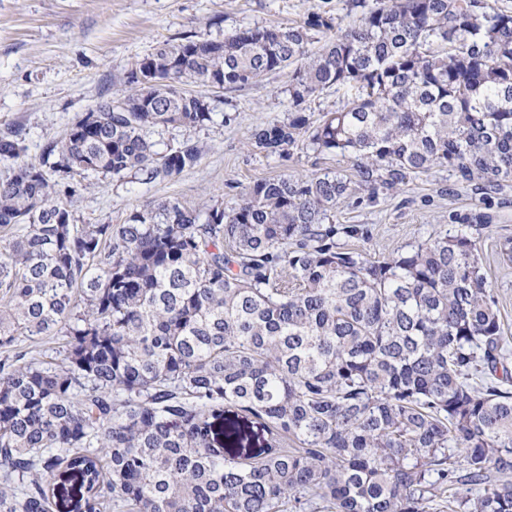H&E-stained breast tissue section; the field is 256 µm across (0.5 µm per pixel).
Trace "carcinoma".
<instances>
[{
	"label": "carcinoma",
	"instance_id": "cac0c4a2",
	"mask_svg": "<svg viewBox=\"0 0 512 512\" xmlns=\"http://www.w3.org/2000/svg\"><path fill=\"white\" fill-rule=\"evenodd\" d=\"M357 6L343 31L312 12L142 59L222 89L305 60L295 111L252 145L347 154L355 181L280 176L229 210L165 200L79 225L68 201L90 176L194 168L203 143L160 152L148 133L205 125L208 98L131 71L37 160L22 127L0 132V512H512V351L477 247L491 216L383 261L344 247L365 225L330 223L355 184L373 198L435 168L512 183V14ZM334 86L357 94L314 120L304 104ZM44 337L37 358L17 350ZM230 410L261 425L256 454H226ZM73 479L79 496L55 493Z\"/></svg>",
	"mask_w": 512,
	"mask_h": 512
}]
</instances>
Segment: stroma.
<instances>
[{
    "label": "stroma",
    "instance_id": "1",
    "mask_svg": "<svg viewBox=\"0 0 512 512\" xmlns=\"http://www.w3.org/2000/svg\"><path fill=\"white\" fill-rule=\"evenodd\" d=\"M312 12L342 28L353 26L362 14L352 0H0V131L21 126L27 156L36 159L44 144L63 136L79 116L120 94L136 61L162 42L186 35L220 40L247 27L297 26ZM293 74L287 67L241 89L204 88L211 122L150 132L161 151L187 138L204 143L198 165L151 181L134 173L94 178L71 199L77 222L119 225L133 209L170 199L187 207L217 200L231 208L245 187L262 179L352 174V159L341 154L298 150L279 158L252 146L256 129L284 121L292 112L288 88ZM478 211L493 217L479 239V255L502 335L512 347V259L499 250L500 238L512 237V186L487 193L477 183L455 185L447 169L436 168L373 198L356 189L337 204L330 220L367 226L368 239L348 248L380 261L432 234L456 230L465 216ZM216 428L227 433L224 445L231 454L262 445L261 428L252 417L229 413Z\"/></svg>",
    "mask_w": 512,
    "mask_h": 512
}]
</instances>
